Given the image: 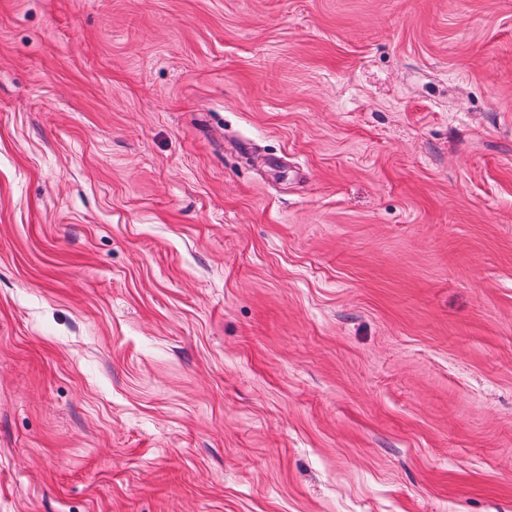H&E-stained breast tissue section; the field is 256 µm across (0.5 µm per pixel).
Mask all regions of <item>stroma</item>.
Returning a JSON list of instances; mask_svg holds the SVG:
<instances>
[{
	"label": "stroma",
	"mask_w": 512,
	"mask_h": 512,
	"mask_svg": "<svg viewBox=\"0 0 512 512\" xmlns=\"http://www.w3.org/2000/svg\"><path fill=\"white\" fill-rule=\"evenodd\" d=\"M0 512H512V0H0Z\"/></svg>",
	"instance_id": "obj_1"
}]
</instances>
